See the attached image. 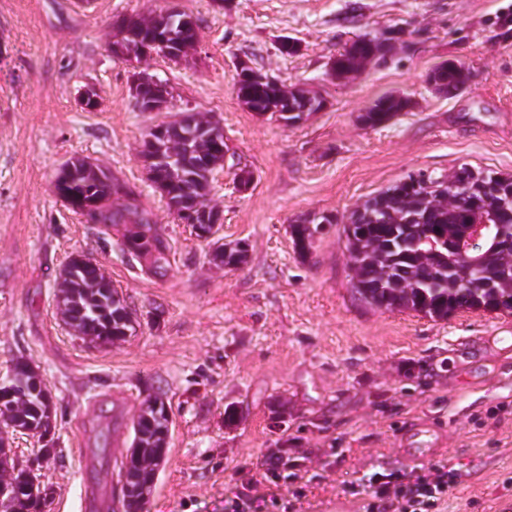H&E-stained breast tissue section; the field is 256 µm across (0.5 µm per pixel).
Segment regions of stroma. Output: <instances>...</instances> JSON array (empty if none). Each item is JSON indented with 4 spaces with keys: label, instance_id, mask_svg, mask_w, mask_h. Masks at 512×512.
<instances>
[{
    "label": "stroma",
    "instance_id": "stroma-1",
    "mask_svg": "<svg viewBox=\"0 0 512 512\" xmlns=\"http://www.w3.org/2000/svg\"><path fill=\"white\" fill-rule=\"evenodd\" d=\"M177 8L198 39L180 63L112 55L116 20ZM402 32L388 61L347 79L330 59L357 35ZM299 43L293 55L280 39ZM287 86L318 91L324 111L288 127L246 109L236 59ZM468 80L448 98L427 83L444 60ZM172 93L138 111L132 76ZM93 91L97 109L80 101ZM410 104L387 125L359 116L378 97ZM210 114L230 151L209 200L218 235L248 257L214 265L212 243L169 212L140 150L154 125ZM83 157L128 183L172 246L165 277L147 274L115 235L53 191ZM512 173V0H0V374L24 356L47 380L56 454L42 471L47 512H124L119 468L143 402L171 406L166 458L144 512H361L348 485L374 472L421 471L399 442L405 422L442 438L436 464L457 478L444 512H498L512 501V313L445 320L370 307L354 295L342 222L408 173L460 165ZM253 174L248 189L239 170ZM335 215L306 254L290 226ZM87 254L126 300L137 331L101 347L61 321L55 293L73 254ZM243 417L224 423L227 406ZM313 448L305 494L291 508L254 497L240 466L272 448Z\"/></svg>",
    "mask_w": 512,
    "mask_h": 512
}]
</instances>
